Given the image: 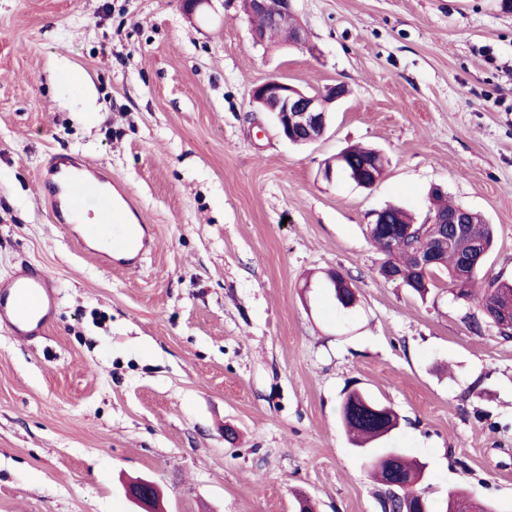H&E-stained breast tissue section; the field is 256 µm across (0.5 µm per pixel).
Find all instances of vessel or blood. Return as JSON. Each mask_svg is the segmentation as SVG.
I'll use <instances>...</instances> for the list:
<instances>
[{
    "label": "vessel or blood",
    "mask_w": 512,
    "mask_h": 512,
    "mask_svg": "<svg viewBox=\"0 0 512 512\" xmlns=\"http://www.w3.org/2000/svg\"><path fill=\"white\" fill-rule=\"evenodd\" d=\"M52 176L41 189L54 223L65 225L80 248L115 267L137 269L153 250V229L130 199L119 200L108 189L103 169L71 154L56 156ZM58 302L56 282L42 270L18 267L0 280V329L21 340L41 336L53 324Z\"/></svg>",
    "instance_id": "obj_1"
}]
</instances>
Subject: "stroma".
I'll return each instance as SVG.
<instances>
[{
	"mask_svg": "<svg viewBox=\"0 0 512 512\" xmlns=\"http://www.w3.org/2000/svg\"><path fill=\"white\" fill-rule=\"evenodd\" d=\"M308 44L262 46L238 0H0V278L23 263L60 300L47 334L0 330V512H381L339 418L370 393L382 442L512 512V339L446 283L384 279L368 237L430 189L482 214V281H512V8L504 0H296ZM345 85L318 141L295 146L253 88ZM380 150L370 189L326 162ZM102 166L155 235L113 269L52 223L50 158ZM358 303L340 314L330 274Z\"/></svg>",
	"mask_w": 512,
	"mask_h": 512,
	"instance_id": "35a3bbf8",
	"label": "stroma"
}]
</instances>
